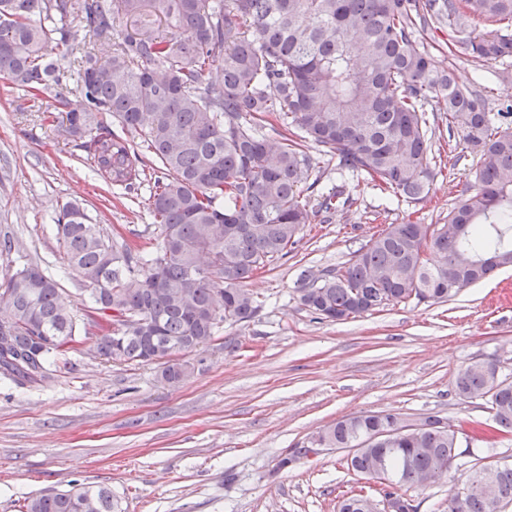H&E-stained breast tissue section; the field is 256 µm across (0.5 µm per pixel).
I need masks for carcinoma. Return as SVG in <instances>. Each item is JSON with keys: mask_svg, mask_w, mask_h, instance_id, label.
Instances as JSON below:
<instances>
[{"mask_svg": "<svg viewBox=\"0 0 512 512\" xmlns=\"http://www.w3.org/2000/svg\"><path fill=\"white\" fill-rule=\"evenodd\" d=\"M79 20L112 43L104 61L80 56L78 98L64 92L68 71L51 57L57 34ZM132 23L117 30L114 21ZM489 23L477 32L474 20ZM448 26L473 62L512 58V0H0V77L29 96H52L67 131L95 174L131 190L148 180L155 234L110 240L84 209L66 204L55 220L69 267L89 286L78 316L60 301L59 283L24 264L0 275V306L11 346L0 372L20 384L48 379L47 365L94 331L97 354L159 363L177 383L188 365L177 355L210 342L223 323L247 322L262 305L244 284L287 255L302 226L350 202L346 182L317 188L304 143L362 174L397 200L432 190L437 156L431 122H445L448 151L478 156L476 188L438 227L390 224L344 265L303 270L295 292L315 318L343 321L392 302H446L461 289L512 267V100L488 107V84H512L505 67L460 85L419 47L418 34ZM135 134L131 140L111 124ZM456 396L486 397L492 423L424 427L383 441L391 411L353 414L327 426L313 448H356L348 469L382 489L387 512H413L407 492L448 474L461 443L494 448L512 437V383L499 366L461 370ZM364 489L338 512H370ZM512 502V464L492 477L471 468L448 512H502ZM23 512H121L107 487L68 482L27 499Z\"/></svg>", "mask_w": 512, "mask_h": 512, "instance_id": "cac0c4a2", "label": "carcinoma"}]
</instances>
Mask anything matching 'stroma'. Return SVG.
Here are the masks:
<instances>
[{
  "label": "stroma",
  "mask_w": 512,
  "mask_h": 512,
  "mask_svg": "<svg viewBox=\"0 0 512 512\" xmlns=\"http://www.w3.org/2000/svg\"><path fill=\"white\" fill-rule=\"evenodd\" d=\"M448 39L442 29L423 45L472 85L474 63L449 55ZM87 50L111 53L75 22L52 57L71 70ZM61 122L51 98L0 80V237L20 243L0 257V270L37 263L78 313L89 293L56 240L59 209L83 203L108 238L143 233L151 218L139 194L106 187L90 171ZM476 164L466 154L412 204L347 177L352 205L305 225L294 252L246 282L262 302L255 317L221 325L185 353L190 373L178 383L153 365L103 359L88 337L56 358L46 383L0 375V512H20L26 498L72 480L110 488L124 512H337L355 480L346 452L298 455L325 426L377 411L414 424L490 418L485 400L456 396L455 379L489 361L512 379V268L443 303L412 299L345 321L314 319L294 293L302 270L342 265L386 225L444 223L473 191ZM479 461L461 455L441 480L409 491L416 512H448L449 495Z\"/></svg>",
  "instance_id": "obj_1"
}]
</instances>
